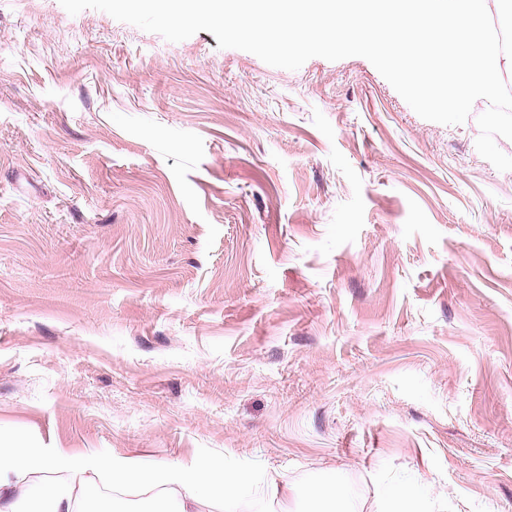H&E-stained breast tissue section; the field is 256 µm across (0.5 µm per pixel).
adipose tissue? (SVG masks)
<instances>
[{"mask_svg": "<svg viewBox=\"0 0 512 512\" xmlns=\"http://www.w3.org/2000/svg\"><path fill=\"white\" fill-rule=\"evenodd\" d=\"M48 471L83 476L81 491L57 484L29 485L28 476ZM100 476L115 488L145 485L173 491L174 499L163 501L159 512H199L204 500L243 495L254 483L253 469L243 464L158 466L95 450L70 455L53 448H34L19 440L0 441V512H18L23 500L33 502L35 512H77V498H91L93 480Z\"/></svg>", "mask_w": 512, "mask_h": 512, "instance_id": "obj_1", "label": "adipose tissue"}]
</instances>
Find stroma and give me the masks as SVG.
Instances as JSON below:
<instances>
[{
    "label": "stroma",
    "mask_w": 512,
    "mask_h": 512,
    "mask_svg": "<svg viewBox=\"0 0 512 512\" xmlns=\"http://www.w3.org/2000/svg\"><path fill=\"white\" fill-rule=\"evenodd\" d=\"M365 58L0 0V438L512 512V171Z\"/></svg>",
    "instance_id": "1"
}]
</instances>
